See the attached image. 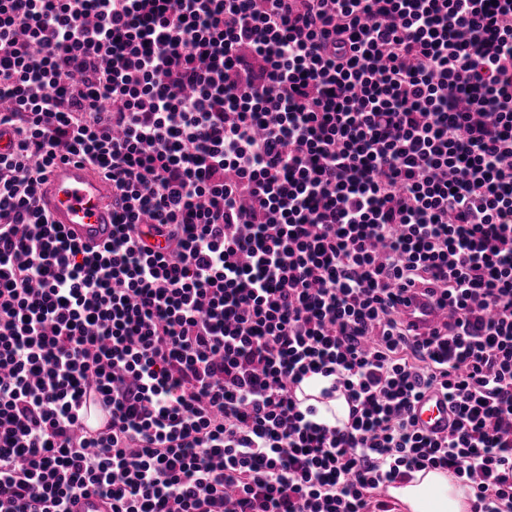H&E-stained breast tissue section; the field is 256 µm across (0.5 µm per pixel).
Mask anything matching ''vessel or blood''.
Returning <instances> with one entry per match:
<instances>
[{
  "label": "vessel or blood",
  "mask_w": 512,
  "mask_h": 512,
  "mask_svg": "<svg viewBox=\"0 0 512 512\" xmlns=\"http://www.w3.org/2000/svg\"><path fill=\"white\" fill-rule=\"evenodd\" d=\"M43 208L53 223L64 225L75 238L92 247L112 236V183L89 166L71 160L57 163L41 191ZM400 312L418 331L434 329L446 314L437 302L409 296ZM419 427L429 435L448 431V404L439 395H426L414 407ZM83 429L94 437L112 423V409L104 403L95 386H88L81 400Z\"/></svg>",
  "instance_id": "1"
}]
</instances>
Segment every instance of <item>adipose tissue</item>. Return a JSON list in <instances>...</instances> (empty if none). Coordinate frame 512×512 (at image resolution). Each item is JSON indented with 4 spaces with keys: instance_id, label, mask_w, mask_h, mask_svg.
Segmentation results:
<instances>
[{
    "instance_id": "obj_1",
    "label": "adipose tissue",
    "mask_w": 512,
    "mask_h": 512,
    "mask_svg": "<svg viewBox=\"0 0 512 512\" xmlns=\"http://www.w3.org/2000/svg\"><path fill=\"white\" fill-rule=\"evenodd\" d=\"M393 494L408 512H470L469 487L441 471L416 473Z\"/></svg>"
}]
</instances>
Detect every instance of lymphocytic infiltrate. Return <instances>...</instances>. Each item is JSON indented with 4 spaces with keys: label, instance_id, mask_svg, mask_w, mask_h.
<instances>
[{
    "label": "lymphocytic infiltrate",
    "instance_id": "obj_1",
    "mask_svg": "<svg viewBox=\"0 0 512 512\" xmlns=\"http://www.w3.org/2000/svg\"><path fill=\"white\" fill-rule=\"evenodd\" d=\"M2 124L0 512H391L429 470L512 512V0H0ZM73 159L97 248L41 205ZM43 208L54 224H63L91 247L112 237V183L76 160L58 162L41 191ZM404 297L408 300L399 306L401 315L413 323L420 332L434 329L448 314V306L442 308L436 301L414 296L413 292L405 294ZM81 414L84 432L90 437L105 432L112 423V409L104 403L93 384L83 394ZM419 427L429 435L448 432V403L440 395H425L414 407Z\"/></svg>",
    "mask_w": 512,
    "mask_h": 512
}]
</instances>
